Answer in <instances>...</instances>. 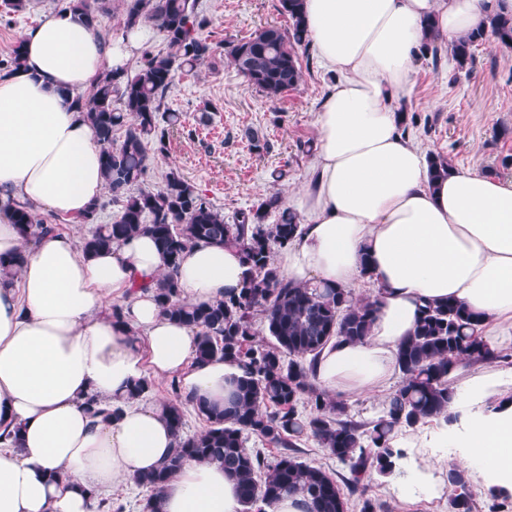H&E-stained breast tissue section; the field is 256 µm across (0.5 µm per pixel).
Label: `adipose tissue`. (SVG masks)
<instances>
[{
    "instance_id": "1",
    "label": "adipose tissue",
    "mask_w": 512,
    "mask_h": 512,
    "mask_svg": "<svg viewBox=\"0 0 512 512\" xmlns=\"http://www.w3.org/2000/svg\"><path fill=\"white\" fill-rule=\"evenodd\" d=\"M311 46L339 78L317 116L313 181L299 197L305 233L279 251L281 275L348 288L369 265L378 310L370 336L323 351L318 386L372 395L398 372L399 342L427 300L453 298L483 316V336L512 354V182L469 169L431 183L428 156L403 128L426 20L456 39L512 14V0H303ZM150 36L141 24L100 37L60 12L29 27L23 64L0 73V201L17 197L81 217L107 189L101 147L74 107L105 70L122 68ZM25 261L0 276V512H97L96 492L130 486L174 447L161 400L134 398L143 377L177 378L183 398L229 403L240 368L195 364L196 330L168 320L153 291L172 275L182 298L207 302L238 291L247 268L238 249L200 243L168 268L141 235L86 256L73 237L50 233L23 248L0 220V260ZM121 317H113L112 304ZM512 369L455 381L451 423L418 432L394 496H442L448 463L481 489L512 494ZM118 405L92 417L88 398ZM160 512H241L223 467L186 461L163 489Z\"/></svg>"
}]
</instances>
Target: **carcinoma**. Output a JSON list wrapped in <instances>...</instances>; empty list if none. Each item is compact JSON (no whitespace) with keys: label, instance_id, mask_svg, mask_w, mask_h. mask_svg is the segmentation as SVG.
Listing matches in <instances>:
<instances>
[{"label":"carcinoma","instance_id":"1","mask_svg":"<svg viewBox=\"0 0 512 512\" xmlns=\"http://www.w3.org/2000/svg\"><path fill=\"white\" fill-rule=\"evenodd\" d=\"M124 29L152 23L163 35L167 51L144 54L134 73L103 74L87 94H76L83 118L93 127L101 145V166L108 189L122 198L119 214L99 224L84 238L82 252L94 254L113 244L148 234L168 265L175 267L185 251L197 243L232 246L241 250L249 278L238 294L221 300L189 303L181 298L175 280L167 275L156 281L155 295L162 312L200 333L195 361L215 358L235 362L242 370L229 405L219 408L205 401L192 406L204 427L188 434L178 383L171 380L173 398L164 412L172 429L173 453L156 469L135 479L150 491L153 502L162 488L190 459L218 463L239 486L243 512H272L281 499L300 495L309 512H349L350 496L365 488L373 475H389L404 455L397 447L400 431L432 420L448 421L455 392L451 374L462 361L493 362L499 356L482 340L480 316L453 299L428 301L419 310L412 333L397 347L400 382L384 401L379 414L359 420L350 406L323 391L315 380V366L333 341L358 342L371 334L378 310L375 298L357 300L352 289L322 283H295L281 277L274 253L287 248L302 233L295 213L281 209L272 194L258 204L239 210L232 223L195 185L179 172L167 174L157 190L140 187L150 158L167 151L173 129L186 127L179 112L161 110L162 98L180 72H193L211 54L200 37L207 18L196 0H124ZM288 26L266 25L232 44L227 59L253 88L272 101L296 89L302 78L299 51L310 39L302 0H280ZM85 25L97 28L98 16L109 9L108 0H68ZM431 31L424 56L433 65L442 61L445 40L429 21ZM512 48V15L496 16L490 31L477 27L451 44L457 72L471 74L475 49L487 33ZM123 131L115 142L116 131ZM448 157L429 155L433 179L448 174ZM279 211L276 223L266 220ZM0 211L18 226L24 246L55 230L41 223L29 203L7 200ZM266 335L258 336L257 326ZM309 407L300 411L298 406ZM254 436L279 449L274 463L246 447ZM314 442L346 471L337 473L304 461L301 446ZM451 512H475L476 491L468 475L451 469L446 475ZM488 512H512V496L487 493Z\"/></svg>","mask_w":512,"mask_h":512}]
</instances>
